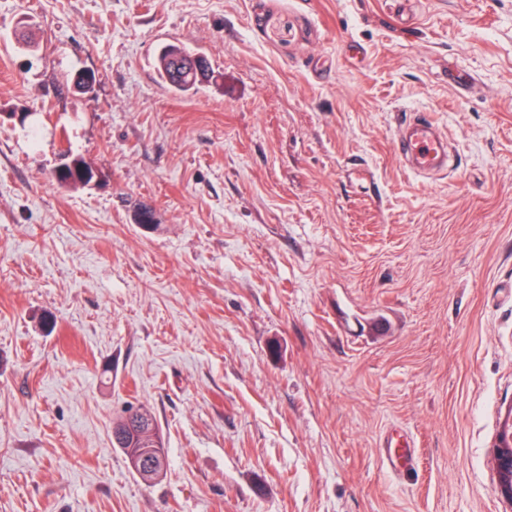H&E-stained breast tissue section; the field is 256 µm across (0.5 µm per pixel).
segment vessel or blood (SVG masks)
I'll return each mask as SVG.
<instances>
[{"label": "vessel or blood", "mask_w": 512, "mask_h": 512, "mask_svg": "<svg viewBox=\"0 0 512 512\" xmlns=\"http://www.w3.org/2000/svg\"><path fill=\"white\" fill-rule=\"evenodd\" d=\"M396 152L417 171L443 170L448 166V142L435 130L434 123L423 115L402 120L394 141ZM390 449L384 462L389 467L413 463L415 456L408 435L392 430L387 436Z\"/></svg>", "instance_id": "1"}]
</instances>
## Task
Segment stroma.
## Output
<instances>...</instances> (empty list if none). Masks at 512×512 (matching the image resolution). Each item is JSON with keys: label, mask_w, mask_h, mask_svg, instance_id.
<instances>
[{"label": "stroma", "mask_w": 512, "mask_h": 512, "mask_svg": "<svg viewBox=\"0 0 512 512\" xmlns=\"http://www.w3.org/2000/svg\"><path fill=\"white\" fill-rule=\"evenodd\" d=\"M511 405L512 0H0V512H512ZM188 52L178 45L167 44L161 48L158 56V77L160 81L166 84L172 92L180 95L194 92L207 71L194 68L191 60L186 57ZM174 58L179 59V61H172ZM171 67L174 68L172 74ZM193 72H195V75ZM395 151L417 171L444 170L448 167V141L435 130L434 123L415 115L399 123ZM135 408L139 413L134 418H126L120 415L113 422L112 445L114 448H120L131 469L143 481L149 483L157 479L164 469L166 463L165 448L154 417L143 406ZM152 430L154 431L153 435L157 439L159 448L150 449L149 444H147ZM145 455H149L158 461V465L151 471V475L147 479L143 476L146 472L140 467V461ZM387 448H390L389 454L385 456L384 463L392 470L397 468L399 462L412 464L415 456L411 451L412 445L409 436L399 430H392L387 436ZM394 448V450H391ZM491 465L500 495L512 504V446L503 448L497 443Z\"/></svg>", "instance_id": "35a3bbf8"}]
</instances>
